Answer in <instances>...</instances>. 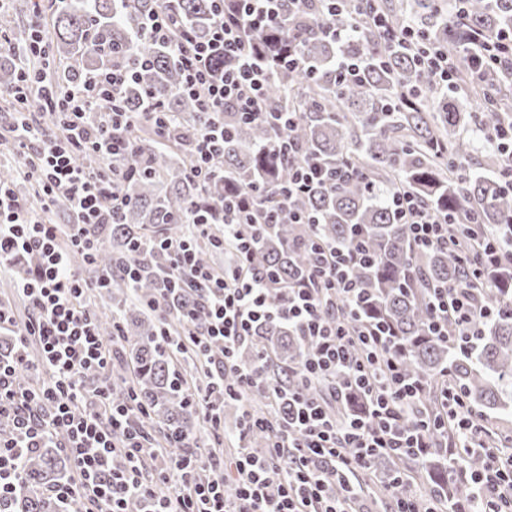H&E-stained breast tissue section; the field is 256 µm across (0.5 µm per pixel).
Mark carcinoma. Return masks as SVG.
Returning a JSON list of instances; mask_svg holds the SVG:
<instances>
[{"label":"carcinoma","mask_w":512,"mask_h":512,"mask_svg":"<svg viewBox=\"0 0 512 512\" xmlns=\"http://www.w3.org/2000/svg\"><path fill=\"white\" fill-rule=\"evenodd\" d=\"M166 6L199 41L209 36L213 21L212 0H54L47 61L64 65V80L76 83L87 74L112 65V56L124 62L148 58L137 82L124 89L129 108L139 111L145 92L162 95L167 111L177 122L169 129L165 148L155 146L152 130L133 129L139 146L138 171L121 182L128 206L113 214V223L101 228L102 243L91 264L94 275L109 283L102 293L112 310L97 315L101 334L112 336V325L121 326L116 348L119 367L134 371L131 383L123 375L112 385L116 404L131 400L145 410V425L158 430V447L167 452L189 438L186 419L195 404L187 375L146 311L155 298L160 280L146 271L129 287L122 267L133 247L154 231L157 238H180L194 210H207L224 198V187L248 189L263 185L273 190L288 181L290 167L271 148L273 126L248 121L230 109L221 118L231 136L224 142V176L206 187L188 175V143L207 119L196 101L179 94L181 63L164 45L142 34L147 14ZM321 0L284 2L282 21L272 28H254L252 42L268 49L264 62L273 68L267 97L282 112L297 113L293 135L303 152L331 165L350 159L359 174L334 185H318L303 202L316 218L309 224H277L263 236L251 254L252 269L273 280L304 276L312 263L310 250L301 247L312 233L348 245L352 233L360 235L374 261L355 269L365 302L362 317L383 321L392 328L391 340L404 374L421 383V405L436 408L437 386L443 373L458 385L476 408L507 410L512 399V314H497L478 321V346L468 349L433 335L428 328L426 297L434 283H458L466 266L453 248L418 251L412 247L409 225L400 223L388 201V190L401 184L418 194L438 213L461 214L471 208L480 213L482 226L500 242L512 239V191L493 175L471 174L457 180L450 168L454 161L471 159V139L463 134L472 113H479V126L490 132L504 114L484 103L483 97L461 103L448 99L443 88L429 84L413 53L388 47L377 30L356 28L344 22L342 42L327 37L320 18ZM453 4H427L407 0L389 5L387 15L398 24H419L428 41L448 51L459 67L462 81H472L468 50L458 28L448 24ZM466 23L488 37L512 29V0H469ZM294 50L298 66L288 68L273 62L275 55ZM359 62L360 78H339L342 59ZM480 290L484 304H497L512 296V262L506 260L485 272ZM185 296L168 304L169 322L178 333L191 327L175 319ZM307 346L295 331L281 323L258 330L252 344L242 349L243 363L257 353L267 356L269 380L283 396L301 389L294 366ZM221 346L192 353V379L208 375V364ZM464 470L448 469L450 455L442 448H429L418 465L431 489L455 506H471L467 475L483 470L487 458L478 449H461ZM20 480L4 508L9 512H70L74 505L51 494L70 482L72 467L58 448L25 450L19 461Z\"/></svg>","instance_id":"cac0c4a2"}]
</instances>
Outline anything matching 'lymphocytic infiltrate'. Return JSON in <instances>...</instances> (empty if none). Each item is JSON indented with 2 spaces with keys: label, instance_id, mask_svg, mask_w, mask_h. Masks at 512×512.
Returning a JSON list of instances; mask_svg holds the SVG:
<instances>
[{
  "label": "lymphocytic infiltrate",
  "instance_id": "1",
  "mask_svg": "<svg viewBox=\"0 0 512 512\" xmlns=\"http://www.w3.org/2000/svg\"><path fill=\"white\" fill-rule=\"evenodd\" d=\"M213 2L215 20L205 41L188 37L162 7L144 24L152 39L179 54L180 91L197 100L208 116L191 142L188 173L202 184L218 176L225 133L217 116L229 107L246 119L270 120L284 128L274 149L288 159L291 175L272 193L254 187L225 194L216 219L189 216L186 236L144 239L124 274L136 282L146 257L157 252L165 257L166 284L148 309L165 313L168 295L194 293L193 304L180 314L197 326L195 345L216 339L224 347L209 372L211 386L242 403L253 391L265 389L267 413L256 417L245 409L238 427L244 433L254 427L270 430V443L259 451L240 449L228 464L212 456H162L148 440L143 408L133 403L117 406L110 400L109 368L121 330L113 328L108 337L100 333L84 298L101 284L86 278L82 265L101 245L97 231L108 223L109 210L126 203L120 182L138 153L129 135L131 126L147 120L163 137L174 122L151 92L138 111H127L123 89L134 75L120 62L71 84L63 97L49 94L48 124L25 116L11 127L18 145L16 172L37 183L39 200L33 206L21 201L12 186L0 180V271L23 255L33 265L17 288L30 317L20 323L0 307V329L14 328L22 348L37 340L39 366L51 378L37 390H28L17 380L19 371L30 367L26 356L0 359V420L10 422L9 431L0 433V501L18 483L19 449L55 446L70 458L76 474L56 494L75 501L78 512H127L132 497L149 503L150 512H355L365 492L358 476L370 469L375 457H420L430 447L432 433L450 424L457 429L454 447L467 448L473 441V408L467 396L445 381L439 389V411L422 410L421 388L403 374L389 327L359 320L361 290L353 269L364 258L360 247L344 249L309 238L314 262L300 281L284 285L283 301L273 300L265 280L253 274L249 257L262 232L276 224L308 223L299 207L305 195L315 185L336 182L340 173H353L355 167L348 160L331 170L303 155L286 133L294 113L277 111L267 98L270 72L260 64L259 48L246 31L277 22L281 0ZM327 2L322 14L327 35L340 37L341 16L351 10L356 26L377 28L385 44L412 52L433 82L455 86L457 71L447 53L427 43L423 32L391 25L377 9V0ZM31 27L34 38L18 50L22 82L12 94L18 102L29 85L49 93L60 80L58 73L33 66V59L44 57L47 42L41 16L32 18ZM467 45L475 80L484 81L491 68L512 79V31L489 38L474 30ZM389 198L402 223L411 226L419 248L466 245L465 281L431 290L430 329L440 336L475 335L477 317L495 312L492 306L478 304L475 291L488 267L512 260V248L479 236L475 212L462 219L437 214L400 186L390 189ZM62 203L73 217L65 228L54 220ZM199 241L223 251V267L198 262ZM273 321L287 323L304 337L309 350L295 371L301 379L326 386L321 398L295 394L281 400L278 390L269 386L262 363L237 361V350ZM355 386L368 396L369 408L364 417L349 420L339 416L337 407L344 391ZM485 451L488 465L471 477L476 512H512V458L500 460L490 445ZM150 459L162 462L155 485L142 477Z\"/></svg>",
  "mask_w": 512,
  "mask_h": 512
}]
</instances>
